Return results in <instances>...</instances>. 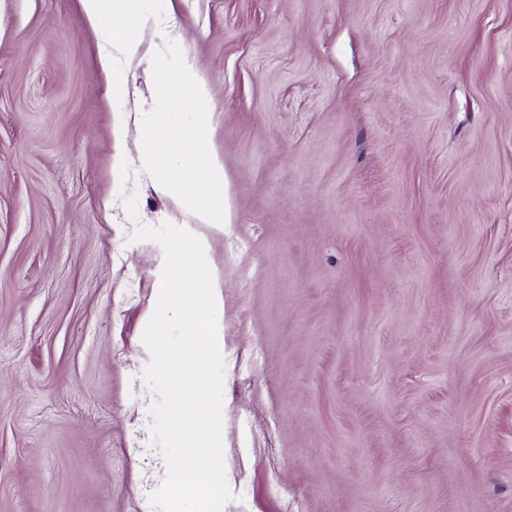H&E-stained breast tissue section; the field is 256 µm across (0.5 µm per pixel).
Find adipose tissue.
Here are the masks:
<instances>
[{
  "mask_svg": "<svg viewBox=\"0 0 512 512\" xmlns=\"http://www.w3.org/2000/svg\"><path fill=\"white\" fill-rule=\"evenodd\" d=\"M84 11L90 23H98L102 14L119 19V26L113 27L105 39L102 55L104 69H111L113 54L132 57L138 53V42L134 36V22H146L152 18V11L144 7L145 0H82Z\"/></svg>",
  "mask_w": 512,
  "mask_h": 512,
  "instance_id": "ef3b65f1",
  "label": "adipose tissue"
}]
</instances>
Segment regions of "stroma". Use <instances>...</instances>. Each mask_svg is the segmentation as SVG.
Masks as SVG:
<instances>
[{
  "label": "stroma",
  "instance_id": "35a3bbf8",
  "mask_svg": "<svg viewBox=\"0 0 512 512\" xmlns=\"http://www.w3.org/2000/svg\"><path fill=\"white\" fill-rule=\"evenodd\" d=\"M164 2L107 73L81 0H0V512H158L166 221L224 301L222 512H512V0ZM169 40L220 232L140 160Z\"/></svg>",
  "mask_w": 512,
  "mask_h": 512
}]
</instances>
